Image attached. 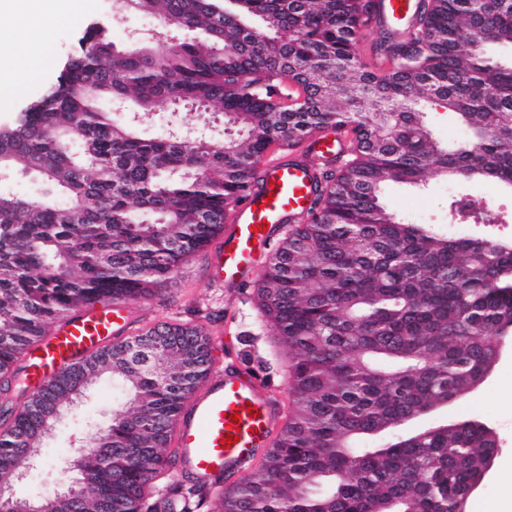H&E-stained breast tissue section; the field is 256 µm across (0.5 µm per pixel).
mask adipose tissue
Masks as SVG:
<instances>
[{
    "instance_id": "ef3b65f1",
    "label": "adipose tissue",
    "mask_w": 512,
    "mask_h": 512,
    "mask_svg": "<svg viewBox=\"0 0 512 512\" xmlns=\"http://www.w3.org/2000/svg\"><path fill=\"white\" fill-rule=\"evenodd\" d=\"M74 0H0V74L9 73L14 61L32 53L46 36L47 26L67 18Z\"/></svg>"
}]
</instances>
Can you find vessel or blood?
Instances as JSON below:
<instances>
[{
    "instance_id": "b4317fda",
    "label": "vessel or blood",
    "mask_w": 512,
    "mask_h": 512,
    "mask_svg": "<svg viewBox=\"0 0 512 512\" xmlns=\"http://www.w3.org/2000/svg\"><path fill=\"white\" fill-rule=\"evenodd\" d=\"M414 0H378L369 18L372 27L409 20ZM314 189L313 169L302 156L270 155L263 163V181L238 211L224 235L213 280L230 287L249 275L266 255L277 228L305 209ZM137 309L128 302L110 308L91 307L62 325L35 356L30 378L34 388L45 386L60 369L81 362L111 341L124 339ZM256 414H249V407ZM239 415V440L230 448L221 442L229 434L230 415ZM280 418L279 403L261 394L251 374L213 370L204 389L194 393L174 434L186 466L200 476L217 473L239 479L252 468L259 449L269 447Z\"/></svg>"
}]
</instances>
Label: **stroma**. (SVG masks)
I'll return each instance as SVG.
<instances>
[{
	"instance_id": "35a3bbf8",
	"label": "stroma",
	"mask_w": 512,
	"mask_h": 512,
	"mask_svg": "<svg viewBox=\"0 0 512 512\" xmlns=\"http://www.w3.org/2000/svg\"><path fill=\"white\" fill-rule=\"evenodd\" d=\"M74 10V19L52 25L46 48L29 67L30 72L40 74L43 82L55 79L54 61L69 52L89 20H98L120 48L127 46L133 35L159 28L155 20L134 15L126 16L124 24H117L113 17L114 0H75ZM174 123L192 135L212 138L224 135L223 122L212 115L186 108L175 111L168 105L157 108L144 132L152 137L166 132ZM457 194L467 195L487 209L495 223L512 225V194L486 183H454L435 175L418 188L404 184L390 186L385 190L383 200L397 216L434 225L442 232L451 228L456 234L465 235L469 232L468 225L448 223V201ZM220 245V239H213L165 284L160 295L138 300L140 316L135 329L140 332L164 321L206 325L214 342L213 356L237 364L246 371L256 370L259 385L281 399L284 412H292L295 403L290 394L291 376L276 358L272 333L263 325L250 299L253 283L229 290L207 279ZM511 390L512 346L506 349L487 384L452 405L457 418L490 422L503 441L502 454L506 457L512 455V403L504 402L502 395ZM68 448L67 431H59L48 439L41 465L15 487V494H30L38 486L48 490L54 488L59 479V467L68 457ZM507 492L512 493V464L495 463L482 487L470 500L468 512H496Z\"/></svg>"
}]
</instances>
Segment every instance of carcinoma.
Here are the masks:
<instances>
[{
    "instance_id": "1",
    "label": "carcinoma",
    "mask_w": 512,
    "mask_h": 512,
    "mask_svg": "<svg viewBox=\"0 0 512 512\" xmlns=\"http://www.w3.org/2000/svg\"><path fill=\"white\" fill-rule=\"evenodd\" d=\"M166 35L116 49L89 24L57 83L0 129V171L36 178L41 193H0V512H61L56 492L14 487L45 441L96 385L112 382L111 423L74 427L84 443L65 483L75 512H453L494 444L483 421L402 440L391 432L471 393L512 318V243L441 235L390 213L391 183L422 186L445 172L512 190V0H417L400 39L357 53L374 0H120ZM260 22L262 32L245 28ZM178 95L220 112L221 140L141 123ZM131 102L132 112H115ZM439 102L465 131L443 147L421 107ZM352 125L338 161L313 160L315 190L252 300L288 358L295 409L258 468L219 473L149 496L191 395L207 379V334L159 323L106 347L26 396L8 392L53 328L84 309L160 292L224 228L261 181L277 141ZM481 219L464 196L448 218Z\"/></svg>"
}]
</instances>
